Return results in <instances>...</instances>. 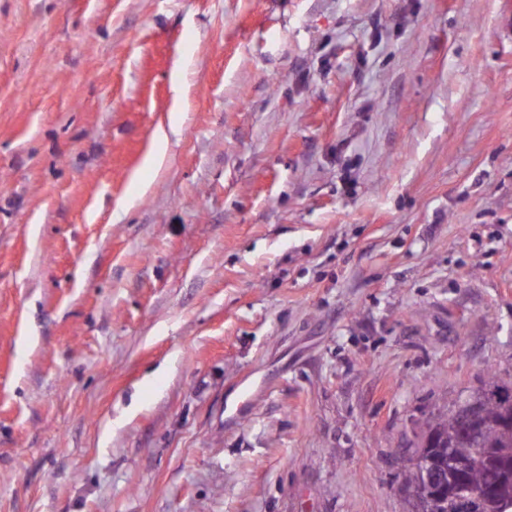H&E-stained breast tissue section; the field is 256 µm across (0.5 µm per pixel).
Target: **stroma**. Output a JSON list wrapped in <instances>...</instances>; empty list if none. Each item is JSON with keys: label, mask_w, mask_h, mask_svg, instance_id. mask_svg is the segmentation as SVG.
<instances>
[{"label": "stroma", "mask_w": 512, "mask_h": 512, "mask_svg": "<svg viewBox=\"0 0 512 512\" xmlns=\"http://www.w3.org/2000/svg\"><path fill=\"white\" fill-rule=\"evenodd\" d=\"M489 370L512 0H0V512H409ZM434 426L440 430L443 436V450L446 452L448 445L455 448H465L462 442L459 440V435L456 430L455 424L448 414L439 416L434 421ZM451 449L448 448V463H450Z\"/></svg>", "instance_id": "stroma-1"}]
</instances>
